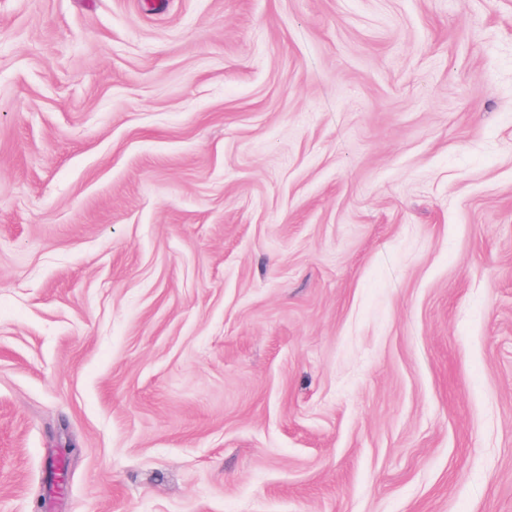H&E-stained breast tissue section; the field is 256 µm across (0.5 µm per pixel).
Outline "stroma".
Instances as JSON below:
<instances>
[{
	"label": "stroma",
	"mask_w": 512,
	"mask_h": 512,
	"mask_svg": "<svg viewBox=\"0 0 512 512\" xmlns=\"http://www.w3.org/2000/svg\"><path fill=\"white\" fill-rule=\"evenodd\" d=\"M0 512H512V0H0ZM64 453L59 454L58 456L52 454L50 457L52 458L50 461V468L52 470V477L49 479L50 485L48 489L49 494H59L67 480V473L65 470V454H69L74 451V448H67Z\"/></svg>",
	"instance_id": "35a3bbf8"
}]
</instances>
